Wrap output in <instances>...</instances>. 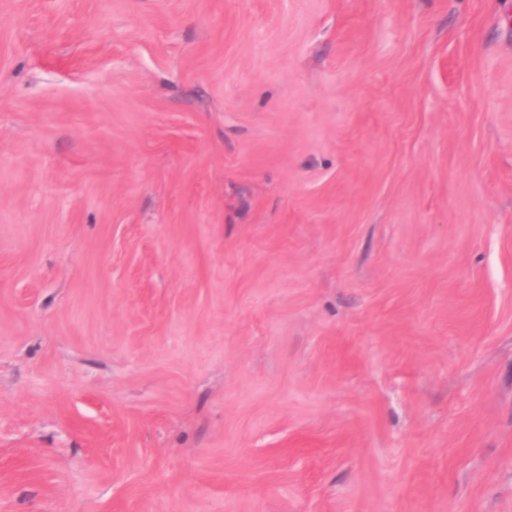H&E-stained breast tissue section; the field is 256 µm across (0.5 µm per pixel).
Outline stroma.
<instances>
[{"mask_svg": "<svg viewBox=\"0 0 512 512\" xmlns=\"http://www.w3.org/2000/svg\"><path fill=\"white\" fill-rule=\"evenodd\" d=\"M0 512H512V0H0Z\"/></svg>", "mask_w": 512, "mask_h": 512, "instance_id": "1", "label": "stroma"}]
</instances>
